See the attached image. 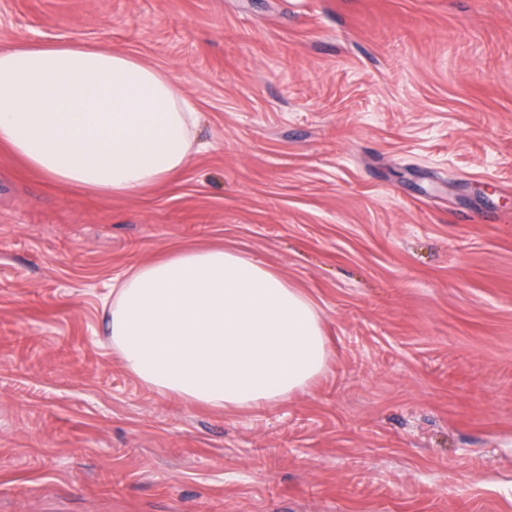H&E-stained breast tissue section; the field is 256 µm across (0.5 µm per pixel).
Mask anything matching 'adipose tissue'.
Here are the masks:
<instances>
[{"label":"adipose tissue","instance_id":"obj_1","mask_svg":"<svg viewBox=\"0 0 512 512\" xmlns=\"http://www.w3.org/2000/svg\"><path fill=\"white\" fill-rule=\"evenodd\" d=\"M198 112L131 56L65 43L0 51V146L52 181L124 195L180 173ZM128 373L218 409L285 399L327 361L322 315L259 257L178 249L112 285L106 321Z\"/></svg>","mask_w":512,"mask_h":512}]
</instances>
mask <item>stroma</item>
Here are the masks:
<instances>
[{"label":"stroma","mask_w":512,"mask_h":512,"mask_svg":"<svg viewBox=\"0 0 512 512\" xmlns=\"http://www.w3.org/2000/svg\"><path fill=\"white\" fill-rule=\"evenodd\" d=\"M175 75L202 152L103 197L0 149V512H512V0H0V50ZM179 248L318 305L251 409L126 372L113 281Z\"/></svg>","instance_id":"35a3bbf8"}]
</instances>
